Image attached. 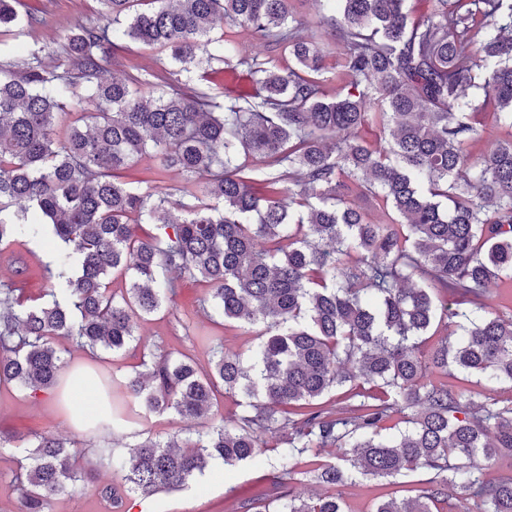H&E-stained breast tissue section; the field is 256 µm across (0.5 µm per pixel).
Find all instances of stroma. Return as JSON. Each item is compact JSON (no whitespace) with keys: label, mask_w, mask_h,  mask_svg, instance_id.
<instances>
[{"label":"stroma","mask_w":512,"mask_h":512,"mask_svg":"<svg viewBox=\"0 0 512 512\" xmlns=\"http://www.w3.org/2000/svg\"><path fill=\"white\" fill-rule=\"evenodd\" d=\"M27 8L46 19L45 24L29 28L16 27L0 34V60L16 59L29 49H39L45 59H52L61 45V29L66 19L81 16L98 20L97 0H24ZM118 63L109 68L114 77H124L130 68L151 72L172 68L170 58L158 49L135 41H125L117 53ZM120 181L143 190L150 186L172 193L174 199L185 197L191 185L174 170L160 169L150 156L122 170ZM50 235L21 236L0 251V283H14L22 288L27 303L50 301L51 287L46 268L51 260L48 251ZM25 268L17 276V268ZM204 289L186 279L169 306L143 321L139 332L148 344L162 350L187 353L199 364H208L213 352L223 346L249 354L256 342L254 329L230 323L213 322L205 316L200 299ZM65 412L54 398L34 400L19 387L0 385V512H20L21 504L12 487V477L25 455V447L38 435L53 434L66 439H81L80 429L64 420ZM279 473L275 451L267 449L258 461L217 469L208 466L184 489L160 492L150 498L130 496L129 512H236L240 500L254 496L270 485ZM412 473L391 484L380 480L358 478L338 486L337 494L346 505V512H369L374 500L383 494L396 497L409 495L418 483Z\"/></svg>","instance_id":"stroma-1"}]
</instances>
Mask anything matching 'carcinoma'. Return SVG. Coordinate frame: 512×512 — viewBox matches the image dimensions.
<instances>
[{
  "label": "carcinoma",
  "instance_id": "obj_1",
  "mask_svg": "<svg viewBox=\"0 0 512 512\" xmlns=\"http://www.w3.org/2000/svg\"><path fill=\"white\" fill-rule=\"evenodd\" d=\"M97 2L102 23L70 20L52 63L38 50L0 61V246L46 230L64 244L52 302L0 288V383L56 393V340L123 351L183 277L206 286L214 315L260 330L246 361L228 347L207 367L149 351L94 430L171 412L193 423L187 445L148 436L126 458L94 435L81 448L42 435L14 475L22 512H50L113 467L124 483L98 494L119 509L262 448L277 451L281 477L241 512H346L337 486L409 473L422 476L417 493L370 512H512V473L487 474L512 455V398L448 382L512 385V315L483 300L488 282L512 277V0H432L416 16L406 0H326L333 15L314 22L289 0ZM20 4L0 0V28L45 23ZM218 26L252 28L294 66L213 46ZM127 39L204 78L215 60L244 67L254 92L221 104L181 90L170 69L108 80ZM328 53L344 82L331 101ZM485 110L509 131L476 154L486 129L470 112ZM365 127L387 138L368 141ZM151 152L206 178L201 194L174 202L117 180ZM360 198L391 214L374 221ZM115 273L128 277L118 294ZM448 323L453 342L434 330ZM219 392L241 407L230 425L213 412ZM87 447L95 463L79 472ZM326 449L338 462L319 461ZM303 457L318 493L290 484Z\"/></svg>",
  "mask_w": 512,
  "mask_h": 512
}]
</instances>
